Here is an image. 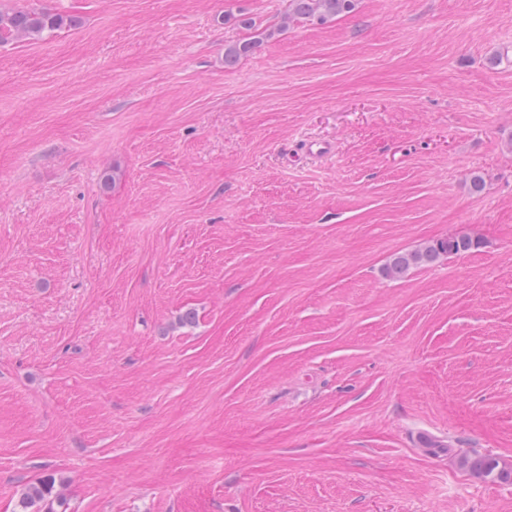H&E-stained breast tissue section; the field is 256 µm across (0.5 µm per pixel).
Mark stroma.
I'll list each match as a JSON object with an SVG mask.
<instances>
[{"mask_svg": "<svg viewBox=\"0 0 512 512\" xmlns=\"http://www.w3.org/2000/svg\"><path fill=\"white\" fill-rule=\"evenodd\" d=\"M27 3L72 23L0 41V512H512L463 464L512 466V0ZM356 0H290L292 15L317 17L321 21L341 13L351 12ZM473 245L470 238L462 236L437 241L412 252L396 254L383 269V274L391 279L400 278L412 267L431 264L445 255L468 251Z\"/></svg>", "mask_w": 512, "mask_h": 512, "instance_id": "obj_1", "label": "stroma"}]
</instances>
